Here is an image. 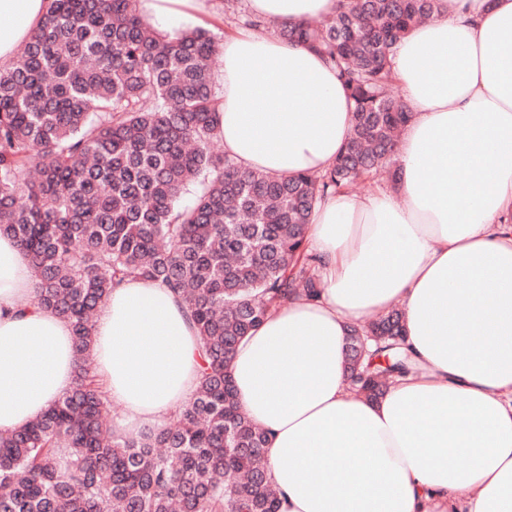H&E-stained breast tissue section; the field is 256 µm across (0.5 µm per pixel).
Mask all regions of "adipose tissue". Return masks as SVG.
<instances>
[{
  "label": "adipose tissue",
  "instance_id": "ef3b65f1",
  "mask_svg": "<svg viewBox=\"0 0 512 512\" xmlns=\"http://www.w3.org/2000/svg\"><path fill=\"white\" fill-rule=\"evenodd\" d=\"M191 0H140L174 30ZM341 0H247L268 24L336 13ZM51 0H0V63ZM224 151L271 176L325 172L352 104L318 53L271 33L222 45ZM412 119L398 184L319 202L306 229L318 298L284 304L229 369L245 416L270 434L279 512H512V0H440L392 57ZM34 277L0 234V431L71 390L70 322L32 304ZM415 373L369 400L347 383L349 327L393 305ZM94 371L123 406L116 430L165 426L199 387L203 349L182 298L128 279L93 321Z\"/></svg>",
  "mask_w": 512,
  "mask_h": 512
}]
</instances>
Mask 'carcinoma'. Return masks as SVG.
Listing matches in <instances>:
<instances>
[{
	"mask_svg": "<svg viewBox=\"0 0 512 512\" xmlns=\"http://www.w3.org/2000/svg\"><path fill=\"white\" fill-rule=\"evenodd\" d=\"M438 0H347L319 23L274 33L312 49L353 101L352 133L324 174L243 171L223 140L219 42L147 25L134 0H52L23 53L0 67V233L35 276L33 301L69 321L75 385L28 426L0 432V512H278L268 433L236 400L240 341L288 301L320 293L305 233L321 199L386 171L411 119L391 57ZM190 208L176 201L200 176ZM137 276L185 302L205 360L175 423L108 435L93 319ZM352 388L370 400L413 371L402 313L348 336Z\"/></svg>",
	"mask_w": 512,
	"mask_h": 512,
	"instance_id": "1",
	"label": "carcinoma"
}]
</instances>
